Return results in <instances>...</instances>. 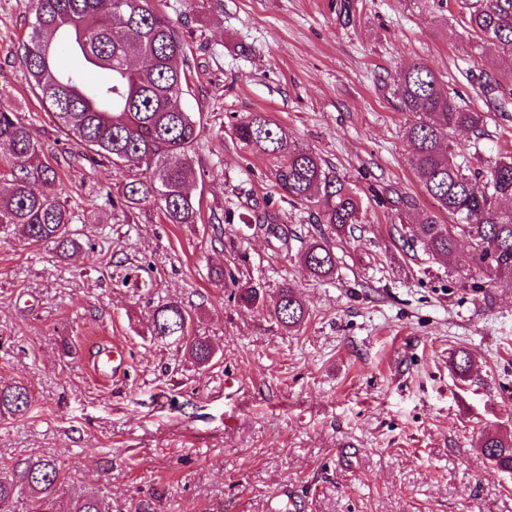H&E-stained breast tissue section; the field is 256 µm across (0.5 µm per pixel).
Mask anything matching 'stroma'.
Listing matches in <instances>:
<instances>
[{"instance_id": "obj_1", "label": "stroma", "mask_w": 512, "mask_h": 512, "mask_svg": "<svg viewBox=\"0 0 512 512\" xmlns=\"http://www.w3.org/2000/svg\"><path fill=\"white\" fill-rule=\"evenodd\" d=\"M474 2L161 0L192 50L190 192L205 213L167 224L149 202L129 214L105 204L124 174L78 155L41 107L17 55L30 0H0V109L32 128L80 218L70 257L0 233V385L31 395L25 415L0 416V467L53 459L58 500L93 493L111 512H512V473L479 448L485 432L512 433V288L470 270L466 237L449 261L402 241L433 201L407 161L400 69L427 65L485 113L481 131L453 136L471 171L512 153V112L485 105L480 76L499 57L467 29ZM252 112L363 198L333 279L298 259L321 225L233 135ZM391 188L415 208L395 211ZM266 211L284 238L258 228ZM218 269L270 296L293 284L306 321L288 331L244 307ZM171 301L214 348L208 364L151 336L153 309ZM113 345L126 372L100 378L89 359ZM462 350L463 376L449 364Z\"/></svg>"}]
</instances>
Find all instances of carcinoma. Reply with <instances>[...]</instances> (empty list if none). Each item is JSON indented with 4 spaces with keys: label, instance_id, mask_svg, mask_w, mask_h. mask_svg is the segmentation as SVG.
Wrapping results in <instances>:
<instances>
[{
    "label": "carcinoma",
    "instance_id": "carcinoma-1",
    "mask_svg": "<svg viewBox=\"0 0 512 512\" xmlns=\"http://www.w3.org/2000/svg\"><path fill=\"white\" fill-rule=\"evenodd\" d=\"M469 26L482 40L497 44L512 65V0H485L470 12ZM30 32L21 46V62L37 97L76 148L112 163L118 171L136 166L139 173L124 183L121 196L106 204L122 211L155 204L168 224H196L200 201L187 186L197 178L193 150L200 120L185 110L182 97L189 84L191 49L180 23L156 6V0H31ZM64 50L81 55L87 64L110 77L91 83L85 73L56 65ZM486 101L506 112L512 100L499 93L496 71L483 76ZM398 111L410 116L406 127L409 163L436 209L423 213L406 243L421 244L433 256L450 258L457 248L456 233L467 236L471 261L479 270L512 285V155L500 157L476 185L470 170L457 162L453 134L479 130L486 114L458 102L440 87L436 73L424 64L402 70L393 83ZM234 135L251 152L267 157L280 191L292 204H316L311 213L338 236L353 231L361 220L359 193L341 175L325 168L323 160L300 145L266 112H251L234 127ZM0 149L10 156L11 187L0 193V229L13 227L25 240L52 242L62 254L76 248L69 237L75 215L61 201L57 173L31 128L0 109ZM454 220L446 224L442 215ZM299 260L310 275L328 280L336 274V254L329 238L309 242ZM247 307H266L258 284L242 283L233 273L221 274ZM272 313L286 329L301 326L307 310L295 288L282 284L272 299ZM191 317L176 302L157 307L151 315V334L178 341L188 335ZM188 357L206 364L213 357L203 339L185 343ZM30 395L21 384L0 386V414L22 415ZM483 454L495 465L512 471V439L487 433ZM60 472L51 459L36 458L0 474V512L20 490L28 491L32 512H58L51 495ZM69 512H108L97 498L83 497Z\"/></svg>",
    "mask_w": 512,
    "mask_h": 512
}]
</instances>
